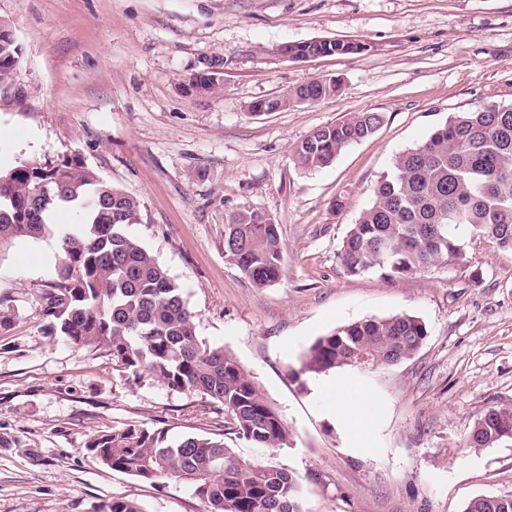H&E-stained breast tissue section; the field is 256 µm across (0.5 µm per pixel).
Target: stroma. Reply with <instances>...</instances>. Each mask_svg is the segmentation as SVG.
I'll return each mask as SVG.
<instances>
[{
    "label": "stroma",
    "instance_id": "1",
    "mask_svg": "<svg viewBox=\"0 0 512 512\" xmlns=\"http://www.w3.org/2000/svg\"><path fill=\"white\" fill-rule=\"evenodd\" d=\"M22 48L0 83V156L78 154L137 196L129 231L180 285L208 346L239 361L289 430L281 448L225 432L194 392L129 382L103 348L50 333L55 238L0 252V512H202L190 483L112 471L91 437L128 424L221 438L252 463L296 476L305 512H463L512 494V440L464 438L488 407L512 408V252L468 242L466 258L401 279L350 276L342 243L394 158L453 112L512 103V0H0ZM344 39L365 51L284 58L286 43ZM218 85L189 89L202 61ZM333 80L315 105L257 114L251 103ZM377 112L375 134L324 168L293 156L313 129ZM279 226V281L254 287L224 255L228 214ZM410 314L428 337L395 365L295 380L308 348L361 319ZM354 411L344 425L341 413Z\"/></svg>",
    "mask_w": 512,
    "mask_h": 512
}]
</instances>
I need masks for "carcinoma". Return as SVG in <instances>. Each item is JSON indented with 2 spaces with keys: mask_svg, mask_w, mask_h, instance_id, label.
Segmentation results:
<instances>
[{
  "mask_svg": "<svg viewBox=\"0 0 512 512\" xmlns=\"http://www.w3.org/2000/svg\"><path fill=\"white\" fill-rule=\"evenodd\" d=\"M316 54H355L344 40L309 45ZM21 47L0 38V83L12 80ZM337 91L309 80L266 99L271 110L299 100L314 104ZM376 112H357L314 129L295 148L304 169L329 166L349 145L370 137ZM76 204L87 220L62 231L50 217ZM140 200L101 178L74 155L23 160L0 171V250L21 237H57L62 260L46 308L49 327L76 347L104 346L117 370L132 380L151 375L172 390H189L224 406L225 428L266 448L288 441V427L252 377L232 356L196 335L195 314L179 284L131 236ZM486 239L512 251V105L448 115L421 143L394 159L370 204L343 241L340 260L351 276L397 279L465 258L464 238ZM224 255L257 288L275 284L284 254L278 224L250 208L228 214ZM428 336L409 314L369 318L337 328L309 348L299 373L338 367L394 365L412 358ZM512 431V410L489 409L466 437L494 447ZM87 448L107 468L156 483L187 481L204 512H303L300 485L290 473L254 465L223 440L173 438L165 430L128 425L100 434ZM97 512H139L124 498ZM464 512H512V495L479 496Z\"/></svg>",
  "mask_w": 512,
  "mask_h": 512,
  "instance_id": "carcinoma-1",
  "label": "carcinoma"
}]
</instances>
